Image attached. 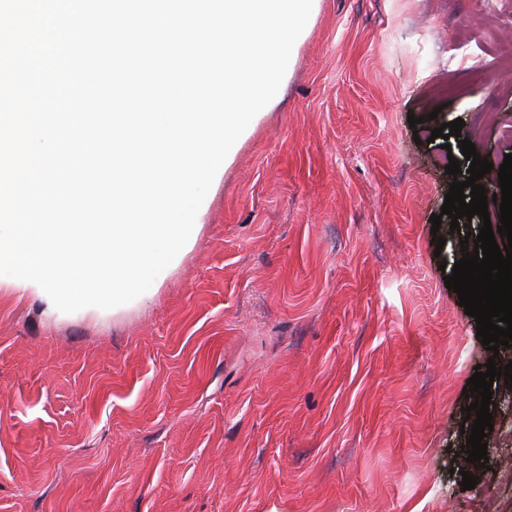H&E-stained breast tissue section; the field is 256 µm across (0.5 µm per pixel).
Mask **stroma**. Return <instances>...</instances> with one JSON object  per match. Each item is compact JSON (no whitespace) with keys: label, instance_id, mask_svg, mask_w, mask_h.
Returning <instances> with one entry per match:
<instances>
[{"label":"stroma","instance_id":"1","mask_svg":"<svg viewBox=\"0 0 512 512\" xmlns=\"http://www.w3.org/2000/svg\"><path fill=\"white\" fill-rule=\"evenodd\" d=\"M505 28L512 0H318L151 298L51 315L0 287V512H482L489 484L512 512L503 379L487 460L459 454L468 380L512 347L440 269L484 223L440 215L459 138L491 195L512 153Z\"/></svg>","mask_w":512,"mask_h":512}]
</instances>
